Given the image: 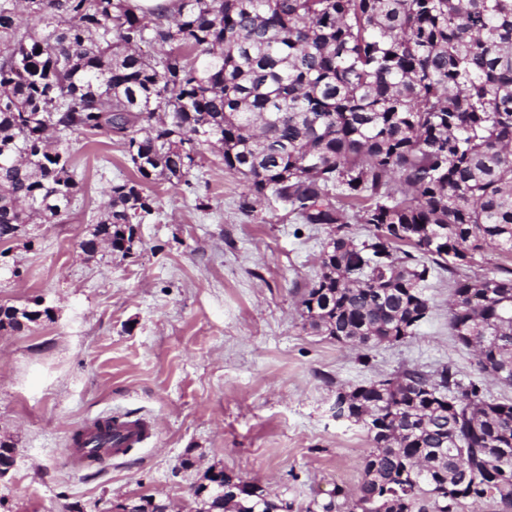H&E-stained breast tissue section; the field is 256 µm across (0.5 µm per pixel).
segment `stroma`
<instances>
[{"label": "stroma", "mask_w": 512, "mask_h": 512, "mask_svg": "<svg viewBox=\"0 0 512 512\" xmlns=\"http://www.w3.org/2000/svg\"><path fill=\"white\" fill-rule=\"evenodd\" d=\"M69 148L81 182L69 218L0 242V305L39 297L51 310L0 334V439L15 448L0 512H113L140 496L197 512L194 488L213 468L305 512L335 486L354 493L371 448L361 426L333 416L339 389L447 364L488 398L512 401V387L480 373L453 339L447 276L430 280V315L403 342L366 353L304 329L299 292L332 228L301 223L274 199L243 213L248 182L218 151L204 149L190 185H146L156 207L128 254L86 256L79 244L104 189L134 168L104 135H72ZM110 413L158 431L103 464H79L72 430Z\"/></svg>", "instance_id": "obj_1"}]
</instances>
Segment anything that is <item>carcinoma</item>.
<instances>
[{
    "label": "carcinoma",
    "mask_w": 512,
    "mask_h": 512,
    "mask_svg": "<svg viewBox=\"0 0 512 512\" xmlns=\"http://www.w3.org/2000/svg\"><path fill=\"white\" fill-rule=\"evenodd\" d=\"M119 141L136 177L109 187L85 254L127 253L158 179L190 184L201 149L243 175L251 213L269 198L333 235L303 289L312 332L370 350L414 334L436 274L454 276L448 326L478 370L512 384V269L459 274L486 247L512 254V0H178L150 22L132 0H0V241L64 222L81 191L69 139ZM373 227L350 236L347 209ZM0 306V332L50 310ZM372 443L353 498L314 512H512V402L442 365L336 393ZM112 424L72 434L112 447ZM239 498L221 497L225 481ZM194 489L198 512H282L222 469ZM134 512H165L151 496Z\"/></svg>",
    "instance_id": "1"
}]
</instances>
